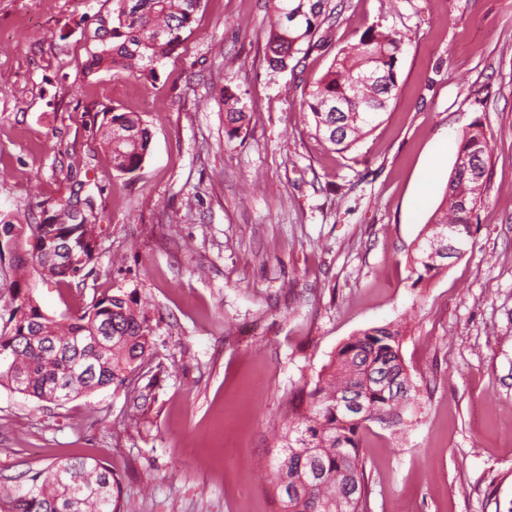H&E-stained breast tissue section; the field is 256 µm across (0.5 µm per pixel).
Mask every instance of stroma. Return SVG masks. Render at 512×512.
Listing matches in <instances>:
<instances>
[{
    "label": "stroma",
    "instance_id": "obj_1",
    "mask_svg": "<svg viewBox=\"0 0 512 512\" xmlns=\"http://www.w3.org/2000/svg\"><path fill=\"white\" fill-rule=\"evenodd\" d=\"M322 49L270 69L268 0H205L156 80L90 67L112 0H0V314L15 257L58 201L92 196L81 284L31 275L42 310L135 293L152 328L144 374L62 405L0 386V491L74 457L111 463L136 512H281V424L338 348L400 331L418 386L403 425L362 433L368 512H512V0H334ZM406 35L399 89L354 148L322 146L311 83L369 27ZM249 119L228 136L222 87ZM151 132L112 167L105 109ZM481 121L482 200L460 257L412 258L460 139Z\"/></svg>",
    "mask_w": 512,
    "mask_h": 512
}]
</instances>
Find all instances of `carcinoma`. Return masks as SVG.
Instances as JSON below:
<instances>
[{
	"label": "carcinoma",
	"instance_id": "carcinoma-1",
	"mask_svg": "<svg viewBox=\"0 0 512 512\" xmlns=\"http://www.w3.org/2000/svg\"><path fill=\"white\" fill-rule=\"evenodd\" d=\"M112 42L93 56L98 69L128 74L143 83L156 78L158 66L171 56L191 28L203 0H114ZM328 0H270L266 31L270 65L296 68L295 54L313 39L326 21ZM404 44L399 33L367 28L358 41L339 50L328 69L312 82L307 98L315 134L334 149L353 147L379 125L398 89L397 63ZM370 69L376 80L361 82ZM228 135L241 130L247 113L238 96L224 87ZM112 166L135 172L149 153L151 134L133 112H112L103 132ZM457 155L470 168H452L445 196L431 225L458 227L460 245L471 235L470 217L481 202L489 159L483 125L463 134ZM96 216L91 199L81 210L67 201L54 210L47 233L66 239L73 261L66 267L32 258L40 276L58 282L81 280L95 259ZM434 230L418 245L413 272L431 277L444 264L430 263ZM400 331L373 327L346 341L318 376L306 399L292 408L278 436L281 451L273 465L272 483L285 512H366L367 483L360 454V432L372 413L386 411L391 423H401L400 409L416 390L400 357ZM151 328L133 294L119 290L95 299L79 316L61 322L46 315L35 299L25 297L0 326V386L52 402L53 394L67 402L99 388L120 387L142 368L151 350ZM351 395L366 411L342 410L336 394ZM312 474L307 483L301 475ZM0 512H124L121 482L112 464L67 460L28 477L25 490L0 494Z\"/></svg>",
	"mask_w": 512,
	"mask_h": 512
}]
</instances>
